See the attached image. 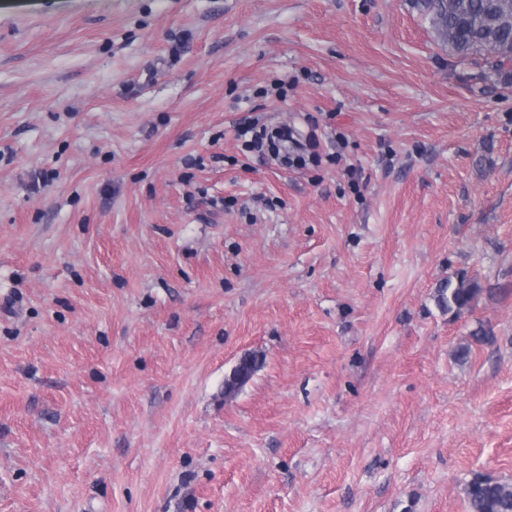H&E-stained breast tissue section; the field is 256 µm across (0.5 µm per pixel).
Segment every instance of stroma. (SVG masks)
Instances as JSON below:
<instances>
[{
  "label": "stroma",
  "instance_id": "stroma-1",
  "mask_svg": "<svg viewBox=\"0 0 512 512\" xmlns=\"http://www.w3.org/2000/svg\"><path fill=\"white\" fill-rule=\"evenodd\" d=\"M487 71L409 0H0V512H468L474 475L512 483ZM246 119L321 163L248 151ZM480 291L481 288L476 281L468 279L466 276H460L455 286L448 281L447 286L438 288L437 303L443 311L458 316L471 308Z\"/></svg>",
  "mask_w": 512,
  "mask_h": 512
}]
</instances>
